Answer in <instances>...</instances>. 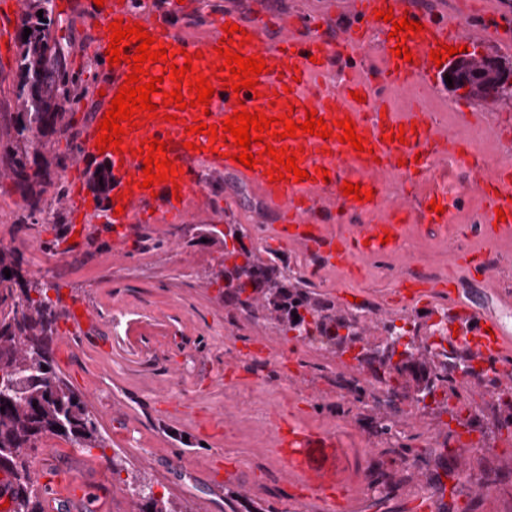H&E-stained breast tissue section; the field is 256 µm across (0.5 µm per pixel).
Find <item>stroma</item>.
<instances>
[{
	"label": "stroma",
	"mask_w": 512,
	"mask_h": 512,
	"mask_svg": "<svg viewBox=\"0 0 512 512\" xmlns=\"http://www.w3.org/2000/svg\"><path fill=\"white\" fill-rule=\"evenodd\" d=\"M13 2L0 0V113L16 108L17 29L9 12ZM416 2L449 23L472 27L483 23L486 12L512 8V0ZM228 5L249 21L270 22L279 12L295 11L324 31L342 20L336 0H185L171 6L168 16L188 36L201 40L214 14ZM55 12L72 45L70 71L79 80L78 101L65 114L73 136L52 137L43 149L47 159L59 157L66 165L52 167L55 183L42 194L41 214L30 215L19 188L0 174V244L19 248L29 279L55 282L62 301L81 300L100 317V340L111 346V357L66 343L54 345L53 358L96 416L111 412L112 422L104 427L109 451L145 475L154 492L186 499L194 512H230L226 500L233 494L264 512H320L313 491L281 466L279 440L267 433V422L292 417L311 428L359 439L369 450L359 471H346L337 485V512H417L416 502L439 491L437 478L448 468L432 445L453 425L441 403H431L423 419L400 421L405 443L423 463L413 470L380 473L379 482L390 492L376 498L361 490L359 474L369 470L372 459L396 457L397 450L378 443L359 418H337L334 395L342 371L335 354L309 351L289 359L278 387L251 379L241 368V351L275 356L282 352L283 338L273 323L237 318L235 309L225 305L223 282L208 280L222 266L224 245L219 240L199 244V228L241 224L249 230L245 245L261 258L278 257L300 274L310 263L301 246L275 250L264 244L260 227L276 218L259 201L258 190L250 192L257 205H248L238 194L240 181L202 169L206 191L193 200L192 218L138 224L132 245L121 255L113 250L108 227L99 221L105 200L87 187L83 193L90 209L84 222L89 232L74 252H60L73 232L75 214L59 201L56 185L67 182L75 164V137L97 105L94 83L102 72L89 55L97 26L67 0H55ZM428 96L431 121L456 130L468 152L499 166L512 162V98L477 101L447 89L429 91ZM480 215L477 199L461 196L451 229L437 228L420 237L412 254L437 263L441 281L474 291L512 328V304L505 293L483 282L463 261L470 253H498L500 278L512 282V241L487 236ZM402 264L399 254L368 259L360 273L330 268L310 285L345 313L354 309L353 296L364 294L376 307L374 319L409 316L412 308L390 298L398 281L394 270ZM178 385L183 388L180 409L169 404ZM501 412L498 406L485 409L482 451L461 450L470 474L495 472L498 491L446 496L445 512H512V442L499 428Z\"/></svg>",
	"instance_id": "1"
}]
</instances>
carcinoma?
I'll return each mask as SVG.
<instances>
[{"label": "carcinoma", "instance_id": "cac0c4a2", "mask_svg": "<svg viewBox=\"0 0 512 512\" xmlns=\"http://www.w3.org/2000/svg\"><path fill=\"white\" fill-rule=\"evenodd\" d=\"M57 27L53 0H29L18 26L16 111L8 124L13 136L7 154L0 155V169L24 192L32 215L43 211L34 186L50 179L48 167L38 162L44 139L68 134L64 106L75 99L69 44L57 36ZM26 28L31 34L25 40ZM451 72L457 74L454 90H466V98L483 99L479 86L487 77L475 75L462 61ZM91 181L96 192L107 193L111 169H97ZM243 237L238 224L228 225L224 232L232 243L224 245L223 269L215 274L224 280V303L274 322L285 336L314 331L326 339V350L345 351L348 337L358 335L354 314L339 311L334 300L306 288L288 266L273 258L262 260L245 246ZM50 290L59 288L24 278L18 248L0 246V470L10 474L14 486L7 512H43L39 489L28 480L32 453L42 435L62 436L81 451L106 449L98 418L55 367L52 344L61 314L58 303L48 296ZM357 360L370 364L374 377L394 395L412 382L423 395L432 396L439 389L454 393L456 371L472 366L435 323H417L413 334L405 330ZM123 483L133 498V512H191L185 501L156 495L152 485L132 471Z\"/></svg>", "mask_w": 512, "mask_h": 512}]
</instances>
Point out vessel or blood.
I'll return each instance as SVG.
<instances>
[{
	"instance_id": "b4317fda",
	"label": "vessel or blood",
	"mask_w": 512,
	"mask_h": 512,
	"mask_svg": "<svg viewBox=\"0 0 512 512\" xmlns=\"http://www.w3.org/2000/svg\"><path fill=\"white\" fill-rule=\"evenodd\" d=\"M74 5L91 20L100 23L102 31L93 44L97 56H104L110 43L109 23L121 19L125 23L144 25L152 36L163 42L173 53L176 64H183L185 53H200L194 67L202 75H209L211 66L222 65L223 60L214 48L224 36L223 28L234 23L244 28L251 37L250 45L231 43V50L242 56L264 57L268 67L258 80V92L235 93L216 89L208 109L187 108L179 111L177 123L160 119L129 131L123 138L124 153L98 152L95 147L96 131L102 118L94 113L92 120L77 143L76 163L103 158L112 166V195H124L126 206L122 214L106 207L101 223L112 229L113 247L124 252L133 226L139 222L182 219L191 213L190 203L204 194L206 184L200 176L201 167L215 172H227L256 188L267 205L281 215L282 221L272 227V239L280 244H300L307 253L325 266L353 259L386 256L400 248L404 237V224L414 214H422L424 223L447 226V211L454 205L447 194L431 190L417 197L403 194L387 198L386 176L398 171L421 183L432 181L433 163L440 156L453 154L458 168L467 170L465 189L485 204L486 222L490 235L512 238V169L502 168L494 178L487 179L471 170L466 156L458 152V137L453 130L437 131L429 119L426 108L399 117L384 113L383 103L375 97V85L400 87L413 81L443 88L447 82V67H436L430 60L431 50L439 44L460 40L458 30L449 27L447 20L423 13L411 0H347V20L332 31L329 39L305 34L303 19L295 13L279 14L272 36H265L264 26L257 21L243 20L239 13L227 10L217 15L212 31L203 43L183 37L167 20L164 12L145 16L134 11L130 0H105L95 6L93 0H74ZM392 8L396 18H408L425 24L423 32L412 34L407 45L413 54L406 62L393 53L396 44L390 33L392 22L376 19L379 9ZM377 47L384 62L374 80L354 77L370 47ZM360 99H353V92ZM257 110L267 116H283L291 112L292 119L301 123L306 111L317 112L326 123L344 117L351 118L358 134L368 138L372 153L358 154L350 144L339 139H323L306 133L297 138L283 139V146L299 149V169L310 172L307 180L294 182L271 181L267 169L258 165L247 168L231 161L236 148L223 143H211L208 136L187 135V127L198 123L216 124L237 110ZM416 125V134L406 135L404 141L386 142L385 137L399 125ZM157 137L172 139L179 146L167 156L180 169L177 183H162L155 190L140 188L143 164L135 150L141 141ZM195 143V150L183 149L184 141ZM325 168L328 179L315 176L316 168ZM136 182V189H128V182ZM360 184L362 189L373 190L371 201H355L343 195L344 182ZM180 198H173V191ZM439 204V211H431L430 202ZM504 211V221H497V211ZM343 224L358 220L356 231L342 234L330 231L328 219ZM391 241H384V234ZM449 325L458 329L456 342L470 354L480 367L497 372L501 386L512 385V331L476 301L453 306ZM98 322L91 312L70 314L66 324V341L76 342L84 348L99 350ZM342 437L330 431H319L292 421L288 424L285 442L288 446L286 465L291 474L303 476L319 493H326L336 482V450ZM75 482L85 485L79 496L64 495L61 488L42 487L41 494L47 512H91L96 497L106 488L103 480H84L80 472L72 474Z\"/></svg>"
}]
</instances>
